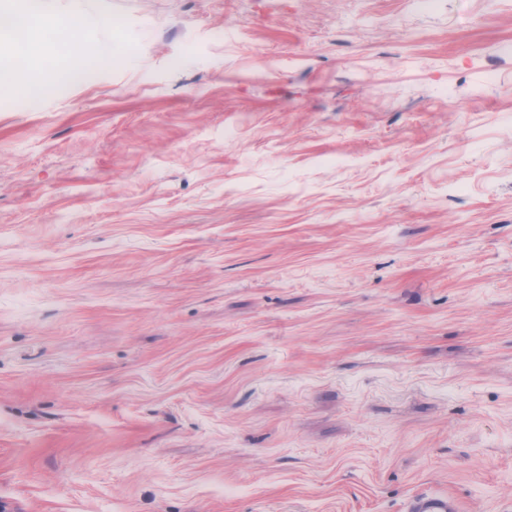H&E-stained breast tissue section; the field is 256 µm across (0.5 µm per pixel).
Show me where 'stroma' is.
I'll return each instance as SVG.
<instances>
[{
    "label": "stroma",
    "instance_id": "1",
    "mask_svg": "<svg viewBox=\"0 0 512 512\" xmlns=\"http://www.w3.org/2000/svg\"><path fill=\"white\" fill-rule=\"evenodd\" d=\"M55 6L0 94V506L512 512V0ZM406 512H460V501L442 492H420L410 496L405 503Z\"/></svg>",
    "mask_w": 512,
    "mask_h": 512
}]
</instances>
